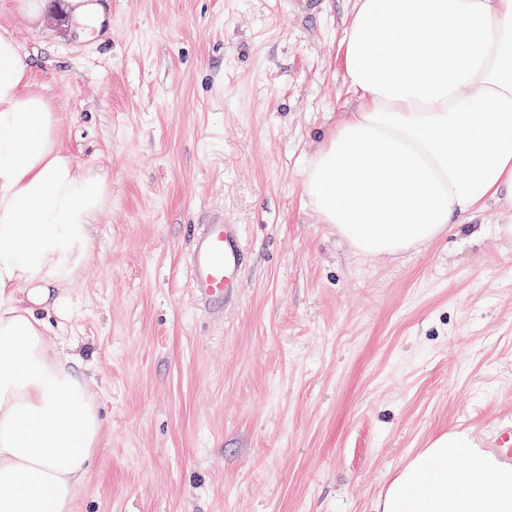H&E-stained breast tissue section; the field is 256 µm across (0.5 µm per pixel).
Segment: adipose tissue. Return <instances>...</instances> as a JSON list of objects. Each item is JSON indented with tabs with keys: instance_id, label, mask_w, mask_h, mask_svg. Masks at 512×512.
I'll list each match as a JSON object with an SVG mask.
<instances>
[{
	"instance_id": "ef3b65f1",
	"label": "adipose tissue",
	"mask_w": 512,
	"mask_h": 512,
	"mask_svg": "<svg viewBox=\"0 0 512 512\" xmlns=\"http://www.w3.org/2000/svg\"><path fill=\"white\" fill-rule=\"evenodd\" d=\"M359 105L303 167L323 223L390 260L487 202L512 205V0H357L344 39ZM110 197L62 150L58 116L0 31V512H74L105 421L42 317L92 256ZM375 512H512V463L472 431L431 439Z\"/></svg>"
}]
</instances>
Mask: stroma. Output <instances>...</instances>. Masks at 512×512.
I'll list each match as a JSON object with an SVG mask.
<instances>
[{
  "label": "stroma",
  "instance_id": "obj_1",
  "mask_svg": "<svg viewBox=\"0 0 512 512\" xmlns=\"http://www.w3.org/2000/svg\"><path fill=\"white\" fill-rule=\"evenodd\" d=\"M0 0L60 145L105 178L93 256L54 335L106 420L76 512H373L427 442L512 431V208L399 260L322 223L302 168L357 99L356 0ZM219 212L247 252L236 298L190 286Z\"/></svg>",
  "mask_w": 512,
  "mask_h": 512
}]
</instances>
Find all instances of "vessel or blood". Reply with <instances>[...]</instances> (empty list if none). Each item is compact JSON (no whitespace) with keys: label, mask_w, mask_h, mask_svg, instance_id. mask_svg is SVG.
<instances>
[{"label":"vessel or blood","mask_w":512,"mask_h":512,"mask_svg":"<svg viewBox=\"0 0 512 512\" xmlns=\"http://www.w3.org/2000/svg\"><path fill=\"white\" fill-rule=\"evenodd\" d=\"M245 259V247L237 225L213 218L193 236L188 259L190 283L204 304L222 306L231 288L236 287Z\"/></svg>","instance_id":"vessel-or-blood-1"}]
</instances>
